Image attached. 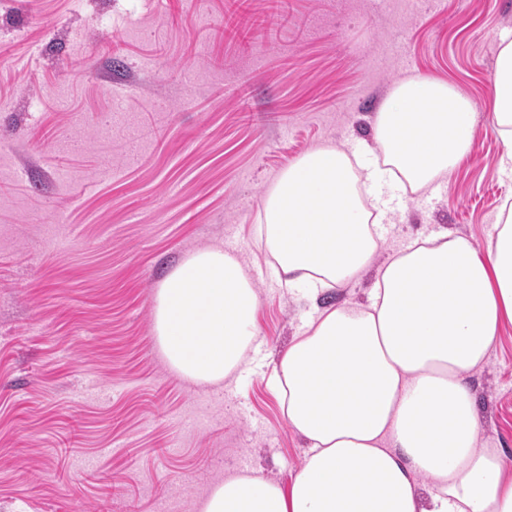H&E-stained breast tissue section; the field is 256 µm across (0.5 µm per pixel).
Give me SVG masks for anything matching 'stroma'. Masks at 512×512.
Here are the masks:
<instances>
[{
  "label": "stroma",
  "instance_id": "obj_1",
  "mask_svg": "<svg viewBox=\"0 0 512 512\" xmlns=\"http://www.w3.org/2000/svg\"><path fill=\"white\" fill-rule=\"evenodd\" d=\"M0 0V512H199L225 474L288 485L306 443L270 385L306 301L260 240L278 174L373 137L399 80L475 102L471 150L381 224L378 262L445 230L485 249L512 200L488 101L512 0ZM134 94L124 112L116 95ZM235 251L257 348L216 385L165 362L152 306L190 253ZM512 458V324L470 378Z\"/></svg>",
  "mask_w": 512,
  "mask_h": 512
}]
</instances>
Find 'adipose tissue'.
Wrapping results in <instances>:
<instances>
[{"label": "adipose tissue", "mask_w": 512, "mask_h": 512, "mask_svg": "<svg viewBox=\"0 0 512 512\" xmlns=\"http://www.w3.org/2000/svg\"><path fill=\"white\" fill-rule=\"evenodd\" d=\"M490 109L512 166V39L503 38ZM475 103L430 75L400 80L373 117L381 151L318 147L281 171L262 232L276 274L313 306L273 368L291 428L308 443L289 487L254 472L225 476L200 512H512V459L480 447L469 374L512 323V206L485 252L440 231L377 263L402 184L450 172L474 138ZM377 267L366 308L321 295ZM261 298L239 258L187 256L157 289L153 329L169 366L198 383L237 371L258 341Z\"/></svg>", "instance_id": "obj_1"}]
</instances>
